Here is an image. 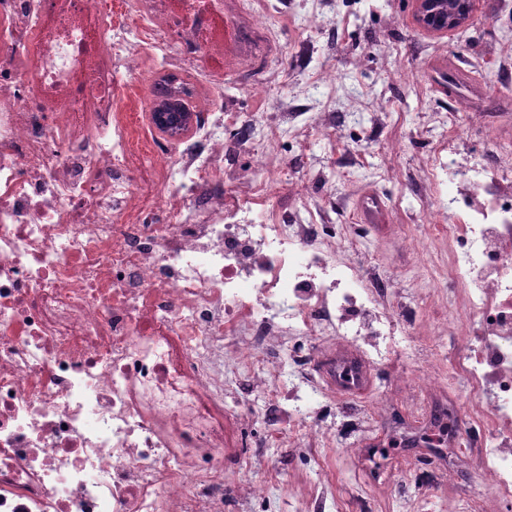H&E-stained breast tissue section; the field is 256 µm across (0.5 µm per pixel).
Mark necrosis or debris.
<instances>
[{"label": "necrosis or debris", "mask_w": 512, "mask_h": 512, "mask_svg": "<svg viewBox=\"0 0 512 512\" xmlns=\"http://www.w3.org/2000/svg\"><path fill=\"white\" fill-rule=\"evenodd\" d=\"M181 60L206 62L205 14L148 0ZM109 0H0V512H226L272 497L270 447L320 454L324 400L357 387L400 325L463 345L453 366L474 396L465 458L482 493L448 512H512V140L493 143L443 201L458 223L398 255L419 294L449 305L408 323L394 281L364 246L323 237L311 218L252 214L284 166L266 128L249 169L224 177L244 146L197 114L201 148L138 152L113 114L117 71L138 56L105 30ZM303 367L272 361L290 338ZM270 416L246 436L253 403ZM448 392L434 370L367 407L428 413Z\"/></svg>", "instance_id": "obj_1"}]
</instances>
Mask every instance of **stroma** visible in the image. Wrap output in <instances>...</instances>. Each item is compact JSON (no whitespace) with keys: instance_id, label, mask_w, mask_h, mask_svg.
I'll list each match as a JSON object with an SVG mask.
<instances>
[{"instance_id":"35a3bbf8","label":"stroma","mask_w":512,"mask_h":512,"mask_svg":"<svg viewBox=\"0 0 512 512\" xmlns=\"http://www.w3.org/2000/svg\"><path fill=\"white\" fill-rule=\"evenodd\" d=\"M230 7L241 17L262 16L268 44L262 51L245 41L213 49L236 70L225 76L223 96L210 97L206 109L236 113L239 122L260 128L287 122L276 146L288 161L283 180L309 185L305 195L268 194L257 208L263 220H277L285 203L317 212L322 233L368 244L378 259L395 247L399 231L418 235L423 224L448 223L441 211L426 215L419 199L418 174L434 162L437 143L455 137L463 164L485 154L488 140L512 137V50L505 44L512 34V0H477L468 24L450 33L421 27L414 0H230ZM164 23L163 16H146L140 0H112V26L141 58L137 74L119 75L115 110L141 142L158 134L143 103L175 56L142 41L139 31ZM443 59L478 79L481 122L433 82ZM258 83L267 95L252 93ZM445 111L452 118L442 125L435 116ZM319 112L335 125L334 136H322L313 124ZM396 140L402 149L387 158L383 147ZM327 412L336 418V446L314 459L285 448L271 451L275 465L266 477L280 489L278 512H291L290 502L302 500L297 476L321 467L334 472L347 512H448L455 493L479 494L478 481L436 477L429 497L413 498L410 488L435 475L433 468L412 464V448L403 449L384 484L373 485L338 444L368 440L378 434V424L349 422L340 400L329 403Z\"/></svg>"}]
</instances>
